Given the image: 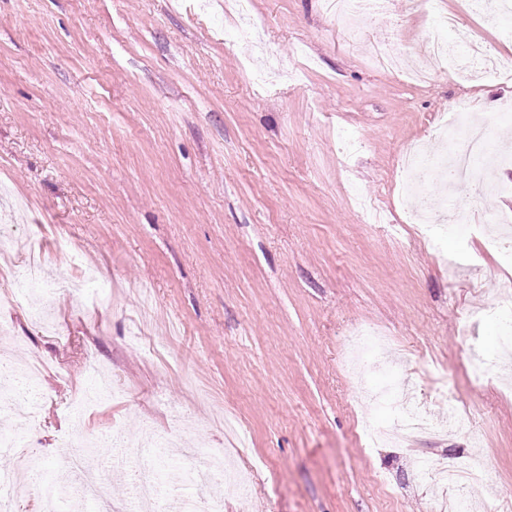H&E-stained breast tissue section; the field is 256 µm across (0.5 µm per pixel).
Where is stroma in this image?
Masks as SVG:
<instances>
[{"mask_svg":"<svg viewBox=\"0 0 512 512\" xmlns=\"http://www.w3.org/2000/svg\"><path fill=\"white\" fill-rule=\"evenodd\" d=\"M385 6L411 58L434 35L455 45L457 30L436 19L460 0ZM252 9L260 49L222 0H0V183L11 190L0 238L15 268L29 258L20 241L34 239L49 277L98 273L58 297L57 331L26 305L0 306L24 357L49 366L36 421L13 424L37 453L25 512H39L44 481L62 482L66 439L104 471L93 512L124 502L135 463L100 443L115 430L148 450L175 437L187 468L200 449L234 458L250 493L223 512H454L453 494L416 481L409 463L476 448L494 479L468 497L512 512V377L503 361L480 384L467 375L512 329L495 308L512 267L481 231L486 215L512 216V195L484 191L461 232L453 216L468 189L430 195L441 209L431 241L399 189L404 149L432 140L459 98L512 150V86L445 70L412 83L353 48L325 0ZM460 29L495 52L512 45L507 18L464 17ZM346 130L363 142L349 158ZM360 324L388 337L443 436L366 444L361 425L387 426L394 412L367 396L384 373L345 365L343 339ZM90 356L124 395L77 420ZM452 399L474 411L468 431L447 430Z\"/></svg>","mask_w":512,"mask_h":512,"instance_id":"1","label":"stroma"}]
</instances>
